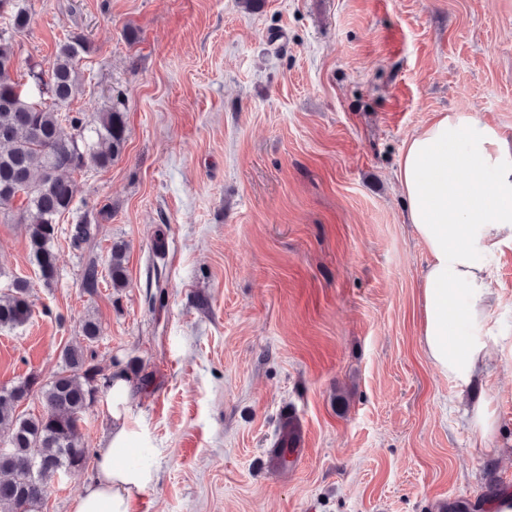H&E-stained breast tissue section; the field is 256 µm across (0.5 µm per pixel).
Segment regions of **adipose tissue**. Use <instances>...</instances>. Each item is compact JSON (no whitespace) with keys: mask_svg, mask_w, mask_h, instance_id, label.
I'll list each match as a JSON object with an SVG mask.
<instances>
[{"mask_svg":"<svg viewBox=\"0 0 512 512\" xmlns=\"http://www.w3.org/2000/svg\"><path fill=\"white\" fill-rule=\"evenodd\" d=\"M408 220L429 257L420 283L423 348L449 379L466 386L489 372L499 348L486 321L500 300L491 258L512 244V139L492 122L439 112L404 144L398 167ZM93 477L73 512H132L152 484L133 463L134 433L120 410Z\"/></svg>","mask_w":512,"mask_h":512,"instance_id":"1","label":"adipose tissue"}]
</instances>
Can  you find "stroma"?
I'll return each mask as SVG.
<instances>
[{"label":"stroma","mask_w":512,"mask_h":512,"mask_svg":"<svg viewBox=\"0 0 512 512\" xmlns=\"http://www.w3.org/2000/svg\"><path fill=\"white\" fill-rule=\"evenodd\" d=\"M20 62L84 35L71 111L123 92L127 146L75 173L44 286L24 225L0 218V271L33 317L0 331V388L49 377L93 314L103 371L147 377L123 409L155 482L133 512H435L512 492V355L461 389L427 359V255L396 172L405 141L459 109L512 135V0H28ZM134 40H127V33ZM98 220L75 248L74 224ZM127 246L126 288L84 292ZM492 335L512 341V246L489 264ZM161 281L160 299L149 285ZM489 403L483 435L464 399ZM304 432L269 465L284 409ZM93 469L47 484L72 512Z\"/></svg>","instance_id":"obj_1"}]
</instances>
